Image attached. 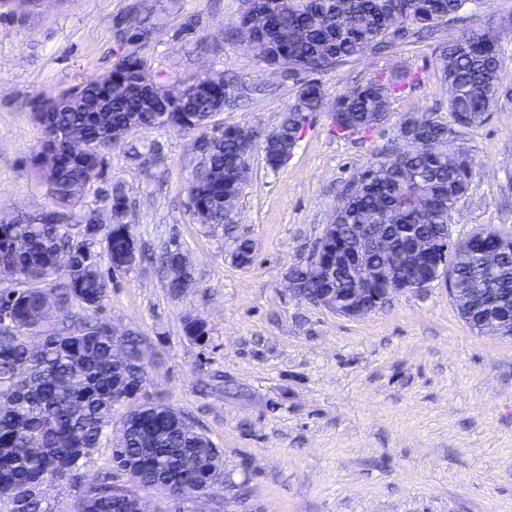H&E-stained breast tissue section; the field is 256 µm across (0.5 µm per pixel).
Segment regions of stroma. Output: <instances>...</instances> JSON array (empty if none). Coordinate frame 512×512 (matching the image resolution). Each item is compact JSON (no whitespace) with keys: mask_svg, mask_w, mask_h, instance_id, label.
Listing matches in <instances>:
<instances>
[{"mask_svg":"<svg viewBox=\"0 0 512 512\" xmlns=\"http://www.w3.org/2000/svg\"><path fill=\"white\" fill-rule=\"evenodd\" d=\"M244 0H39L0 14V211L54 208L34 158L41 100L110 71L134 51L168 85L221 72L233 80L206 131L275 129L301 76L268 69L230 33ZM141 16L146 41L119 45L113 21ZM480 25L498 38L499 94L487 119L457 139L477 163L449 220L453 238L494 227L512 236V0H467L457 21L428 39L349 58L321 74L311 113L288 161H249L235 223L205 226L186 206L200 161L197 133L142 128L108 155L88 186L79 220L110 221L104 202L121 189L141 251L170 242L184 252L190 286L172 293L148 264L118 274L101 320L136 332L150 379L145 394L192 417L224 456L245 495L237 512H512V339L480 335L457 312L445 282L395 294L349 319L291 294L286 277L305 263L343 189L377 149L398 145L410 113L448 115L439 42ZM412 72L387 119L369 137L332 131L349 87ZM252 239L250 265L233 257ZM206 342L183 332L186 314Z\"/></svg>","mask_w":512,"mask_h":512,"instance_id":"obj_1","label":"stroma"}]
</instances>
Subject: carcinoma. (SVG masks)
<instances>
[{
    "instance_id": "1",
    "label": "carcinoma",
    "mask_w": 512,
    "mask_h": 512,
    "mask_svg": "<svg viewBox=\"0 0 512 512\" xmlns=\"http://www.w3.org/2000/svg\"><path fill=\"white\" fill-rule=\"evenodd\" d=\"M319 2L329 12L300 11L291 0L272 11L266 25L253 32L257 53L297 73H322L332 60L342 62L387 45L392 27L406 28L415 37L433 34L434 15L454 8L457 0ZM436 65L448 85V112L464 129L482 124L499 92L498 50L482 40L476 29H464L439 51ZM122 66L124 81L131 88L142 83L151 87L152 101L147 104L133 92L112 98L102 112L94 98H79L89 86L111 85L107 74L65 92L78 99L56 112L37 113L42 138L35 165L56 208L25 219L0 212V272L10 271L20 282L17 288L0 290L12 311L11 323L0 325V502L11 504L16 498L31 496L32 512H53L39 499L43 483H65L78 489L65 512H134L142 490L158 491L171 501L187 490L207 491V471L224 470L220 450L180 410L157 402L142 408L127 399L140 383L147 382L148 371L138 363L121 362L120 349L136 354L143 340L139 336L121 340L100 320L109 282L94 251V244L102 239L113 272L131 268L124 194L117 189L108 198L111 224L87 223L92 228L89 239L57 223L60 214L75 216L73 206L79 193L103 176L106 155L115 147L112 135L132 124L177 131L203 129L211 118L213 102L230 95L224 74H213L215 94H202L193 102L194 111L183 112L168 99L165 84L135 53L125 54ZM412 81L406 74L379 75L347 89L337 97L341 106L333 113V133L368 135L386 118L373 110L379 92L393 99ZM322 98V84L307 80L276 132L262 137L249 131L270 169L284 165L309 114L319 111ZM424 123L434 128L443 125L432 112L410 114L402 120L404 130L416 136ZM431 135L417 147L376 151L347 189L333 220L340 245L347 242L354 226L384 217L385 223L394 226L395 245L408 255L407 270L420 281L432 274L434 258L414 250L413 239L441 235L454 206L470 189L477 167L463 151L458 152L457 165H448L452 148L435 139L437 132ZM239 136L231 131L201 136L212 143L206 171L202 175L193 172L187 192L188 208L199 224L225 223L224 196L241 192ZM479 242L502 248L501 264L492 274L480 264ZM458 248L470 257L460 260L456 252H448L445 264L453 282L512 296L511 236L487 226L458 241ZM65 254L72 255L68 267L61 264ZM253 256L252 241L240 239L234 250L236 262L249 265ZM143 261L167 270L169 287L176 288L170 252H140L136 262ZM385 266L386 258L375 253L366 268L350 267L337 274L333 287L352 288L355 279L382 273L383 281L374 287L387 288L397 273H386ZM50 292L58 298L57 310L66 314V321L32 344L29 335L39 332L38 322L50 313ZM183 331L195 342L208 335L205 321L192 314L185 316ZM119 406L125 411L117 418ZM104 444L111 450L113 472L88 481L81 466ZM115 474L125 476L127 484L114 483Z\"/></svg>"
}]
</instances>
